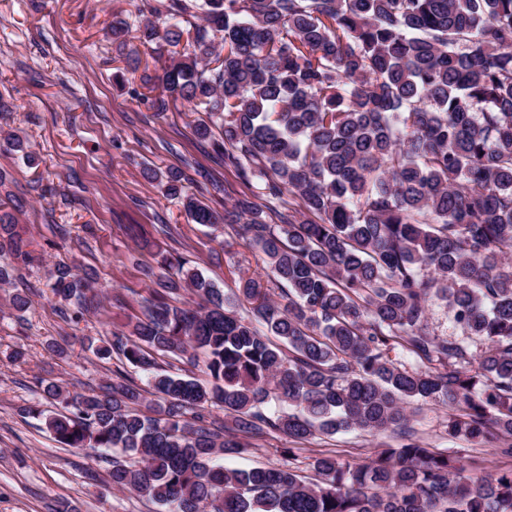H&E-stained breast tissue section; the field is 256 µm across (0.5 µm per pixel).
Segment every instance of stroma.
I'll use <instances>...</instances> for the list:
<instances>
[{
    "label": "stroma",
    "mask_w": 512,
    "mask_h": 512,
    "mask_svg": "<svg viewBox=\"0 0 512 512\" xmlns=\"http://www.w3.org/2000/svg\"><path fill=\"white\" fill-rule=\"evenodd\" d=\"M129 0H0V129L25 138L38 166L0 147V202L33 241V261L0 287V512H162L159 505L113 489L108 458L97 451L62 446L44 415L54 403L41 394V380L60 381L84 393L112 380L117 359L98 358L92 347L115 326L138 315L155 281L143 267H158L156 248L136 240L130 225L167 226L169 248L191 259L223 291L239 271L263 265L227 227L192 223L181 204L142 176L144 167L184 171L188 191L212 183L226 193L210 198L223 210L244 187L209 143L192 127L199 118L188 106L156 111L142 97L139 79L115 84L128 50H138L151 75H160L149 50L133 36L118 41L112 22L127 19ZM59 262L89 275L101 295L82 315L62 312L48 281ZM28 286L31 306L19 313L10 300ZM23 359H16V352ZM449 410L422 404L411 426L428 447L459 453L471 470L512 468V456L490 445L451 438ZM399 435L374 437L357 431L319 436L306 443L296 464L311 473L310 458L328 451L352 465L368 463L382 447H400Z\"/></svg>",
    "instance_id": "stroma-1"
}]
</instances>
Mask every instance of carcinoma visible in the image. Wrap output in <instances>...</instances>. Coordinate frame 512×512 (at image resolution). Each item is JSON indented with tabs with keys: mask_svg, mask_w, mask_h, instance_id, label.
<instances>
[{
	"mask_svg": "<svg viewBox=\"0 0 512 512\" xmlns=\"http://www.w3.org/2000/svg\"><path fill=\"white\" fill-rule=\"evenodd\" d=\"M140 2L162 92L204 113L195 135L248 193L220 213L180 171L142 175L264 266L230 298L170 256L178 279L159 276L143 316L95 347L146 384L120 373L72 395L50 382L48 429L132 458L112 457V488L166 512H512V469L467 475L406 429L411 402L438 400L450 437L512 454V0ZM2 140L36 165L19 135ZM28 247L0 209V252L25 265ZM51 279L66 304L96 297L72 266ZM432 296L484 343L479 358L428 331ZM394 427L400 447L362 466L321 454L311 479L294 448L249 471L221 462L271 433Z\"/></svg>",
	"mask_w": 512,
	"mask_h": 512,
	"instance_id": "carcinoma-1",
	"label": "carcinoma"
}]
</instances>
